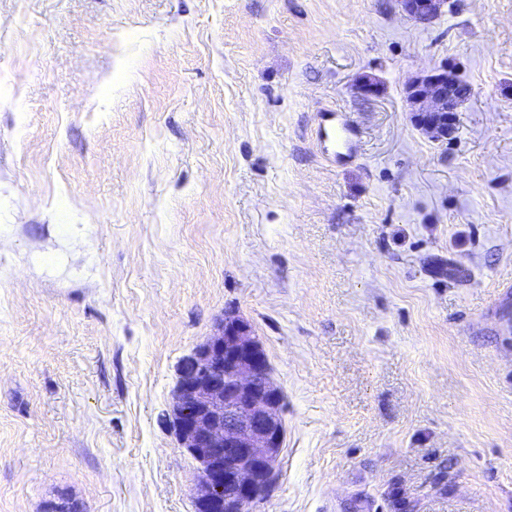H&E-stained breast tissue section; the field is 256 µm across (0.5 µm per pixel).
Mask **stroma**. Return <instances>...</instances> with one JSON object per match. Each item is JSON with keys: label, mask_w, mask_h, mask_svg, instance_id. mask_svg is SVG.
<instances>
[{"label": "stroma", "mask_w": 512, "mask_h": 512, "mask_svg": "<svg viewBox=\"0 0 512 512\" xmlns=\"http://www.w3.org/2000/svg\"><path fill=\"white\" fill-rule=\"evenodd\" d=\"M508 309L512 0H0V512H195L166 414L226 313L284 393L251 512H512ZM403 15L416 24L433 23L442 12L447 0H396ZM465 87V88H464ZM414 125L435 141H447L456 132V114L474 95L451 65L423 71L404 86ZM349 127L344 122L341 127L336 128V111L328 112L326 116L323 115L319 122L316 134L321 143L329 141L332 144H336V141H341L344 138L345 131Z\"/></svg>", "instance_id": "1"}]
</instances>
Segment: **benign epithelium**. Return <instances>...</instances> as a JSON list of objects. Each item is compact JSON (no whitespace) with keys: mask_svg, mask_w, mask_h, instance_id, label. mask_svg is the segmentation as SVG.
<instances>
[{"mask_svg":"<svg viewBox=\"0 0 512 512\" xmlns=\"http://www.w3.org/2000/svg\"><path fill=\"white\" fill-rule=\"evenodd\" d=\"M403 15L433 23L447 0H396ZM361 96L377 98L381 82L366 76ZM414 125L435 141L456 132V114L474 95L451 65L410 78L404 86ZM284 395L251 325L226 314L184 357L172 397L179 447L197 463L196 512H249L275 477L284 447Z\"/></svg>","mask_w":512,"mask_h":512,"instance_id":"7a95c632","label":"benign epithelium"}]
</instances>
